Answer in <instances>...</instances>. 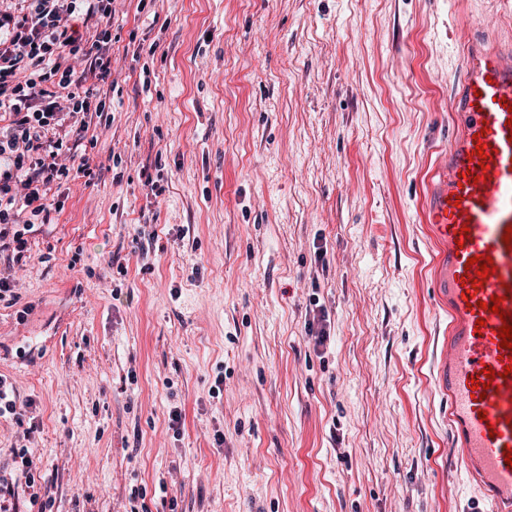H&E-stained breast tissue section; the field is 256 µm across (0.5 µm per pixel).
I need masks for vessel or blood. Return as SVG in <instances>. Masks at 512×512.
Segmentation results:
<instances>
[{"label":"vessel or blood","mask_w":512,"mask_h":512,"mask_svg":"<svg viewBox=\"0 0 512 512\" xmlns=\"http://www.w3.org/2000/svg\"><path fill=\"white\" fill-rule=\"evenodd\" d=\"M466 61L449 99L454 132L431 178L424 211L439 259L435 283L448 305V344L438 368L448 394L455 452L491 512H512V349L501 347V313L512 312V44L488 48L464 35ZM482 140H475V133ZM485 162H478L477 153ZM491 257L483 285L468 258ZM499 312L486 310L492 297ZM496 379H488L487 370Z\"/></svg>","instance_id":"b4317fda"}]
</instances>
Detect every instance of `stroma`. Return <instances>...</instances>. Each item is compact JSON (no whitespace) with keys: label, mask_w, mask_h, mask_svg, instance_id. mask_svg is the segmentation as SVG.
<instances>
[{"label":"stroma","mask_w":512,"mask_h":512,"mask_svg":"<svg viewBox=\"0 0 512 512\" xmlns=\"http://www.w3.org/2000/svg\"><path fill=\"white\" fill-rule=\"evenodd\" d=\"M136 6L91 175L0 253V473L26 444L53 512H473L422 199L456 28L512 0Z\"/></svg>","instance_id":"stroma-1"}]
</instances>
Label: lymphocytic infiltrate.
Listing matches in <instances>:
<instances>
[{"label":"lymphocytic infiltrate","mask_w":512,"mask_h":512,"mask_svg":"<svg viewBox=\"0 0 512 512\" xmlns=\"http://www.w3.org/2000/svg\"><path fill=\"white\" fill-rule=\"evenodd\" d=\"M116 0H11L0 9V252L23 257L24 228L48 222V194L67 180L94 119L112 99ZM92 23L79 31L76 20ZM0 475V512H17L14 489L38 501L39 478L26 449Z\"/></svg>","instance_id":"obj_1"}]
</instances>
